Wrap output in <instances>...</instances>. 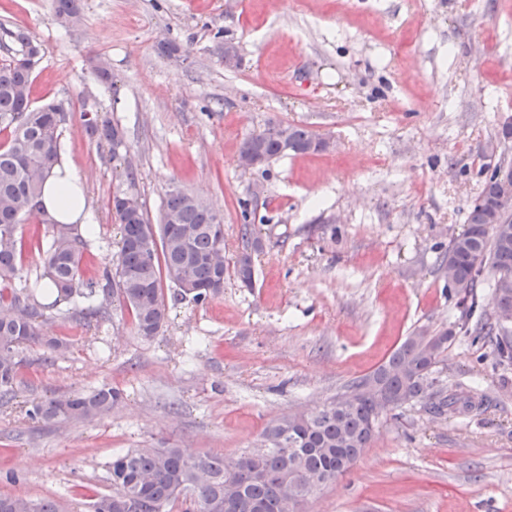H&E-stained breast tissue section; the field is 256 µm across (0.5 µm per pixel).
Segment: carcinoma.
Instances as JSON below:
<instances>
[{
	"label": "carcinoma",
	"instance_id": "carcinoma-1",
	"mask_svg": "<svg viewBox=\"0 0 512 512\" xmlns=\"http://www.w3.org/2000/svg\"><path fill=\"white\" fill-rule=\"evenodd\" d=\"M55 15L79 20L81 0H54ZM17 44L13 55L0 64V400L16 392V350L39 345L61 354L67 343L45 339L37 319L42 310L65 306V312L83 325L110 320L108 302L118 295L131 312L137 334L155 336L166 320L162 290L168 281L176 298L204 304L224 292L228 266L224 261V225L214 223L207 199L182 189L168 190L153 227L143 205L125 208L114 197L121 225V248L114 272L87 275L83 236L74 224H52L43 240L39 231L26 237L22 219L37 205L43 183L60 155L61 128L69 119L63 103L32 106L30 85L35 69L21 63L34 40L21 28L5 31ZM86 133L112 142L116 126L98 114L81 113ZM290 155L324 150L321 138L300 125L288 126ZM239 152L258 153L268 162L283 157L280 142L253 133L243 139ZM508 192L505 182L492 172L481 194L485 206L469 208L466 229L453 237L440 262L448 268L446 288L455 290L460 316L451 333L419 334L406 339L370 373L352 381L344 391L342 407L332 400L305 419L297 414L270 420L262 433V451L235 458L195 453L187 448H137L112 456L108 464L112 493L94 496L90 512H225L224 500L236 497L234 512H284L283 495L294 491L308 499L306 482L318 479L330 485L342 478L365 448L370 446L383 415L362 387L372 390L400 409L411 403L432 417L448 414L478 416L484 403L462 400L435 388L434 367L456 335L472 338L492 349L496 360L512 362V328L502 325L484 304V289L491 302L512 311V205L501 202ZM498 223H490V210ZM241 234L246 246L233 262L242 288H253L251 212L243 208ZM43 250L42 278L51 285L53 300L43 306L34 297L41 287L22 274L25 243ZM121 399L119 390L102 384L87 393L46 398L27 409V417L45 425L70 419H95L109 414ZM0 512H60L56 501L34 500L23 495H0Z\"/></svg>",
	"mask_w": 512,
	"mask_h": 512
}]
</instances>
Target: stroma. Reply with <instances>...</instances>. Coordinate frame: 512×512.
<instances>
[{
	"label": "stroma",
	"mask_w": 512,
	"mask_h": 512,
	"mask_svg": "<svg viewBox=\"0 0 512 512\" xmlns=\"http://www.w3.org/2000/svg\"><path fill=\"white\" fill-rule=\"evenodd\" d=\"M0 25L44 48L33 105L76 111L60 145L87 184L89 272L118 255L113 196H137L155 224L174 183L223 215L227 260L243 246L241 202L255 206L263 242L252 290L229 274L222 294L197 305L172 302L165 285L166 321L148 340L117 301L97 329L45 311L43 336L70 349L18 351L16 396L0 402V494L89 512L87 489L112 490L113 453L238 456L269 420L322 408L407 336L458 317L437 259L464 230L485 149L512 116V0H83L69 28L53 0H0ZM227 39L238 47L229 63ZM169 41L178 55L160 54ZM94 59L113 87L95 79ZM87 98L123 131L126 159L86 137ZM271 122L335 147L241 170L242 140ZM436 375L444 390L486 399V412L388 413L304 512H512V364L460 336ZM102 384L122 394L108 416L45 427L25 415L32 402Z\"/></svg>",
	"instance_id": "obj_1"
}]
</instances>
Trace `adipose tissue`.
<instances>
[{
  "label": "adipose tissue",
  "instance_id": "adipose-tissue-1",
  "mask_svg": "<svg viewBox=\"0 0 512 512\" xmlns=\"http://www.w3.org/2000/svg\"><path fill=\"white\" fill-rule=\"evenodd\" d=\"M38 213L59 224H88L86 186L68 159H61L45 180Z\"/></svg>",
  "mask_w": 512,
  "mask_h": 512
}]
</instances>
